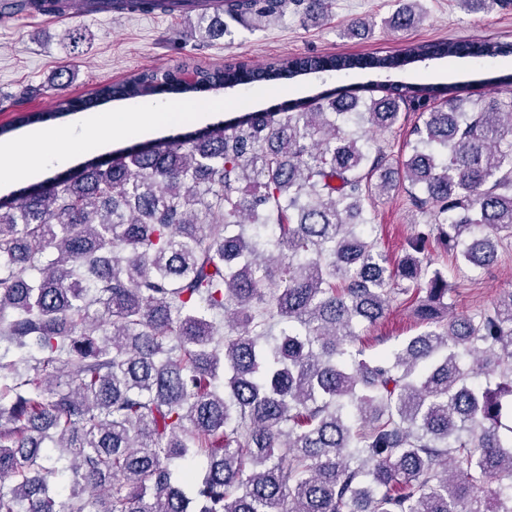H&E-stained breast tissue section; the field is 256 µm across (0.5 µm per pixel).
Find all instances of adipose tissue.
<instances>
[{"mask_svg": "<svg viewBox=\"0 0 512 512\" xmlns=\"http://www.w3.org/2000/svg\"><path fill=\"white\" fill-rule=\"evenodd\" d=\"M186 117L183 105L157 102L125 112L99 113L65 131L43 130L27 141L10 145L9 150L17 159L13 174L29 177L49 167L66 164L72 151L95 150L117 131L137 136L154 125L178 124Z\"/></svg>", "mask_w": 512, "mask_h": 512, "instance_id": "obj_1", "label": "adipose tissue"}]
</instances>
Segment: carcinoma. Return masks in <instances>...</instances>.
Listing matches in <instances>:
<instances>
[{
  "label": "carcinoma",
  "mask_w": 512,
  "mask_h": 512,
  "mask_svg": "<svg viewBox=\"0 0 512 512\" xmlns=\"http://www.w3.org/2000/svg\"><path fill=\"white\" fill-rule=\"evenodd\" d=\"M289 7L326 17L329 0H227L198 18L223 37ZM423 14L408 0L384 24ZM456 56L445 40L399 66ZM364 69L391 66L262 67ZM252 72L144 70L95 102L233 89ZM464 87L326 90L0 202V512H512V292L454 316L430 253L484 270L512 239V95L476 108ZM404 111L417 122L395 168L368 133ZM405 185L432 222L392 264L364 213ZM400 295L422 330L366 354L360 330Z\"/></svg>",
  "instance_id": "1"
}]
</instances>
